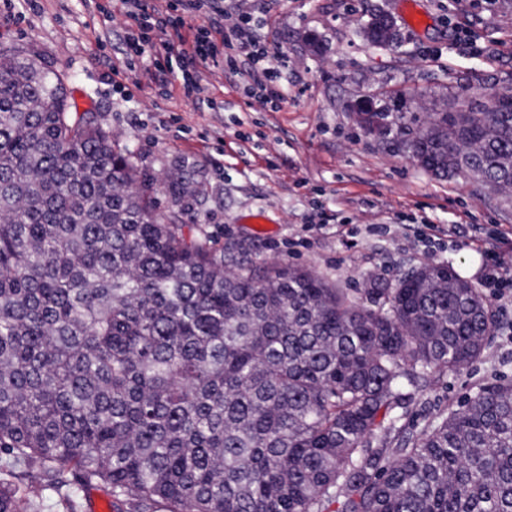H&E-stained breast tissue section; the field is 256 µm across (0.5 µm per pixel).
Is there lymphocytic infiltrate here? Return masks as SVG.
Masks as SVG:
<instances>
[{"instance_id": "lymphocytic-infiltrate-1", "label": "lymphocytic infiltrate", "mask_w": 512, "mask_h": 512, "mask_svg": "<svg viewBox=\"0 0 512 512\" xmlns=\"http://www.w3.org/2000/svg\"><path fill=\"white\" fill-rule=\"evenodd\" d=\"M128 18L134 27L128 28L125 43L133 55L159 56L161 52H177L185 97H192L201 89V64L214 58L219 46L234 47L245 53L247 67L235 69L237 86L262 105L278 110L284 100L281 89L282 71L272 66L268 50L262 43L256 25L249 14L239 15L237 21L223 28L200 25L185 28L183 20L173 18L176 7L195 12L204 0H127ZM482 256L481 276L478 286L495 300L512 294V270L504 264L506 254L512 252V236L493 232L479 239Z\"/></svg>"}]
</instances>
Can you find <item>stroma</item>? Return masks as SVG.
I'll use <instances>...</instances> for the list:
<instances>
[{
    "mask_svg": "<svg viewBox=\"0 0 512 512\" xmlns=\"http://www.w3.org/2000/svg\"><path fill=\"white\" fill-rule=\"evenodd\" d=\"M428 17L413 29L403 0H242L260 21L272 64L288 77L280 111L271 112L234 86L227 64L245 65L242 52L219 53L203 64V89L185 98L180 75L168 89L150 82L148 60L130 56L121 0L111 16L88 0H42V10L17 22L24 0L0 10V48L29 49L70 78L79 107L97 110L135 165L163 177L181 162L195 164L203 192L184 216L216 250L236 248L245 263L305 266L332 285L356 292L368 275L392 282L427 262L452 264L477 282L482 259L475 237L512 231V207L476 183L438 179L398 152L365 136L347 108L354 95L379 87L415 88L431 95L481 69L512 76V0L494 13L465 0L460 20L483 41L489 57L453 45L448 0H415ZM397 19L400 47H370L361 29L372 6ZM317 34L325 55L311 52ZM440 59L423 58L425 48ZM123 74L111 81L112 66ZM456 224L452 243L425 249L426 224ZM512 379V341L504 329L488 336L481 357L457 373L434 376L412 390L399 425L418 433L436 416L457 409L481 384Z\"/></svg>",
    "mask_w": 512,
    "mask_h": 512,
    "instance_id": "stroma-1",
    "label": "stroma"
}]
</instances>
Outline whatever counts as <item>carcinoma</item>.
I'll list each match as a JSON object with an SVG mask.
<instances>
[{
    "label": "carcinoma",
    "mask_w": 512,
    "mask_h": 512,
    "mask_svg": "<svg viewBox=\"0 0 512 512\" xmlns=\"http://www.w3.org/2000/svg\"><path fill=\"white\" fill-rule=\"evenodd\" d=\"M363 34L398 39L380 9ZM67 82L0 50V512H41L11 482L32 465L72 510L104 485L126 512H512V380L384 447L407 389L480 357V289L430 262L352 297L218 253L182 218L194 166L142 172ZM463 93L378 92L358 124L509 205L512 112Z\"/></svg>",
    "instance_id": "1"
}]
</instances>
